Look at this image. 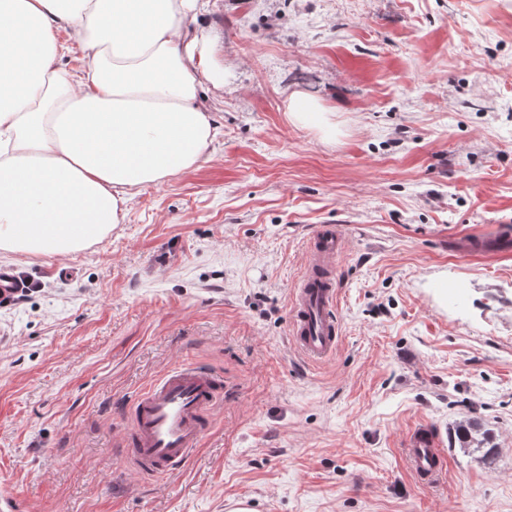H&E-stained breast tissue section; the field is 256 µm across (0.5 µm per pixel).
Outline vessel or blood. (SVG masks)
<instances>
[{"mask_svg":"<svg viewBox=\"0 0 512 512\" xmlns=\"http://www.w3.org/2000/svg\"><path fill=\"white\" fill-rule=\"evenodd\" d=\"M344 239L321 226L307 241V268L291 294V336L295 349L310 361L332 356L339 344L336 259ZM23 286L8 267L0 268V305L10 306ZM219 390L216 377L195 366L168 370L143 388L127 431V464L148 478H164L182 468L210 429L209 415ZM405 462L416 480L436 484L447 456L434 427L422 424L410 433Z\"/></svg>","mask_w":512,"mask_h":512,"instance_id":"vessel-or-blood-1","label":"vessel or blood"}]
</instances>
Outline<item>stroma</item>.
Listing matches in <instances>:
<instances>
[{
  "instance_id": "obj_1",
  "label": "stroma",
  "mask_w": 512,
  "mask_h": 512,
  "mask_svg": "<svg viewBox=\"0 0 512 512\" xmlns=\"http://www.w3.org/2000/svg\"><path fill=\"white\" fill-rule=\"evenodd\" d=\"M223 92L203 162L132 194L91 247L18 262L0 307V496L17 512H512V0H198ZM336 129L293 123L288 97ZM333 225L342 339L289 337ZM200 366L224 398L189 463L124 461L131 405ZM447 472L402 460L419 423ZM479 424L495 455L450 430ZM23 288L22 281L8 267L0 268V305L8 307L13 303V296Z\"/></svg>"
}]
</instances>
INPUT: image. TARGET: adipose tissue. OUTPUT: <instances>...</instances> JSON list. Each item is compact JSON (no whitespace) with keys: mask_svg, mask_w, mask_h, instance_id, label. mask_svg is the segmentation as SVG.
<instances>
[{"mask_svg":"<svg viewBox=\"0 0 512 512\" xmlns=\"http://www.w3.org/2000/svg\"><path fill=\"white\" fill-rule=\"evenodd\" d=\"M196 0H0V255H67L125 217L131 193L189 172L224 89ZM80 50V73L60 57Z\"/></svg>","mask_w":512,"mask_h":512,"instance_id":"adipose-tissue-1","label":"adipose tissue"}]
</instances>
